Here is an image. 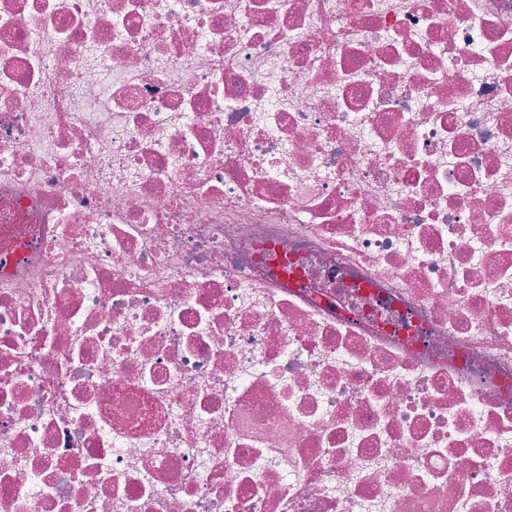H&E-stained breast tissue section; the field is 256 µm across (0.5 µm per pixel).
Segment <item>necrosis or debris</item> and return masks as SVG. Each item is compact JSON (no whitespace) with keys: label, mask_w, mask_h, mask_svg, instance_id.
<instances>
[{"label":"necrosis or debris","mask_w":512,"mask_h":512,"mask_svg":"<svg viewBox=\"0 0 512 512\" xmlns=\"http://www.w3.org/2000/svg\"><path fill=\"white\" fill-rule=\"evenodd\" d=\"M0 512H512V0H0Z\"/></svg>","instance_id":"1"}]
</instances>
